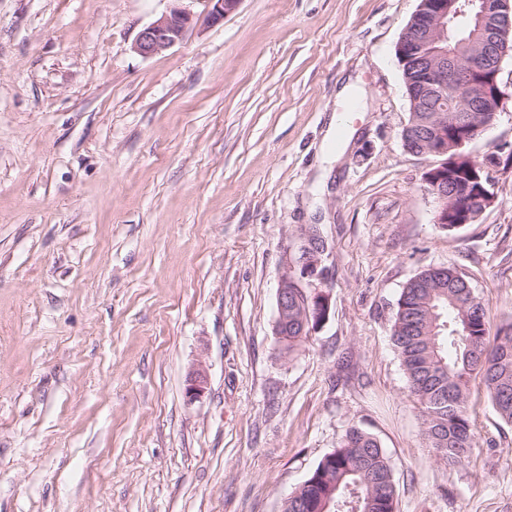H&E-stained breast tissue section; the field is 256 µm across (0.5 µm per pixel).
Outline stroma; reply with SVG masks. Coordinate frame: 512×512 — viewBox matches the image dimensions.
<instances>
[{
    "label": "stroma",
    "instance_id": "1",
    "mask_svg": "<svg viewBox=\"0 0 512 512\" xmlns=\"http://www.w3.org/2000/svg\"><path fill=\"white\" fill-rule=\"evenodd\" d=\"M176 5L185 38L135 53ZM418 5L240 0L210 26L208 0H0V512H282L353 426L386 451L397 512H512V425L483 384L467 459L439 460L389 341L436 265L512 324V167L451 233L424 181L438 157L403 143ZM502 79L477 160L512 147L511 59ZM312 224L330 312L289 353L278 281Z\"/></svg>",
    "mask_w": 512,
    "mask_h": 512
}]
</instances>
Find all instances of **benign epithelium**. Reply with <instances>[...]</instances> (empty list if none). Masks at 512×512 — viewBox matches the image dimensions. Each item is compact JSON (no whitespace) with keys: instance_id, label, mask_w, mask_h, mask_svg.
Here are the masks:
<instances>
[{"instance_id":"benign-epithelium-1","label":"benign epithelium","mask_w":512,"mask_h":512,"mask_svg":"<svg viewBox=\"0 0 512 512\" xmlns=\"http://www.w3.org/2000/svg\"><path fill=\"white\" fill-rule=\"evenodd\" d=\"M211 9L205 23L215 25L234 11L240 0H208ZM475 5V0H420L413 15V27L404 29L397 44L396 53L404 64L415 57L420 60L421 76L416 89L409 93L412 110L437 112L433 126L421 133L416 154L445 156L448 154V135L455 136L458 147L475 139L470 128L462 127L454 118L456 112H487L489 117L478 130L494 124L504 100L500 75L503 61L512 58V0H487L477 16V30L473 37L479 45L458 63L448 59V51L437 45L448 40V17L467 16L466 8ZM195 25L193 17L180 8H173L155 22L141 30L134 42V51L142 57L158 54L185 37ZM459 106L438 107L434 102H443L447 95ZM495 166L489 159L480 163L467 154L454 158L449 166L452 173L439 167L425 177L429 190L441 205L435 222L448 223V207L443 202L448 197V181L456 183V189L471 190L481 181L486 169ZM322 251L309 249L306 264L293 265V270L283 272L277 294V319L275 332L286 335L288 329V289L301 290L300 280H319L323 275ZM208 377L202 364L192 367L187 376L186 396L198 398L206 389Z\"/></svg>"}]
</instances>
